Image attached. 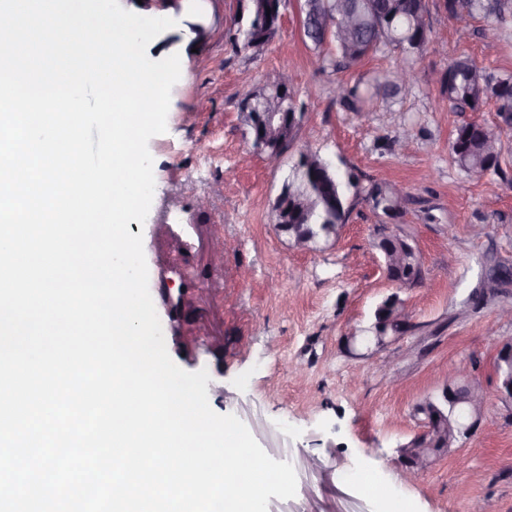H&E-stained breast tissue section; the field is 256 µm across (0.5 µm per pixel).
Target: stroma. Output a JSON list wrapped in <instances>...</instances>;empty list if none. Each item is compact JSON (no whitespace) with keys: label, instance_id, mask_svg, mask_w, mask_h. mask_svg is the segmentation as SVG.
Here are the masks:
<instances>
[{"label":"stroma","instance_id":"stroma-1","mask_svg":"<svg viewBox=\"0 0 512 512\" xmlns=\"http://www.w3.org/2000/svg\"><path fill=\"white\" fill-rule=\"evenodd\" d=\"M302 0H284L281 25L261 55L233 50L238 0H120L173 28L147 47L153 60L179 54L165 133L150 139L159 194L147 223L176 214L170 234L144 232L150 294L171 359L207 370L211 408L236 415L268 456L290 462L295 497L270 498L268 512H378L346 471L352 459L382 475L414 512H512V404L498 393L500 345L512 340V284L481 285L490 265L512 268V145L500 174L468 175L452 161L458 125L498 120L449 104L444 75L469 57L484 73H512V11L466 17V40L444 0H428L431 38L410 61L417 80L387 82L399 52L345 66L334 45L314 49L302 29ZM286 67L299 133L279 160L253 145L239 110L268 72ZM357 89L342 99L338 83ZM315 150L362 187L400 186V215L388 219L351 196L348 219L310 250L292 247L274 226L272 203L301 152ZM420 250L423 278L388 279L375 246L380 227ZM235 247L223 265L211 255ZM402 301L405 333L383 348L361 340L386 297ZM478 379L487 404L479 430L458 439L417 480L402 476L398 448L424 429L417 405L436 396L449 370Z\"/></svg>","mask_w":512,"mask_h":512}]
</instances>
